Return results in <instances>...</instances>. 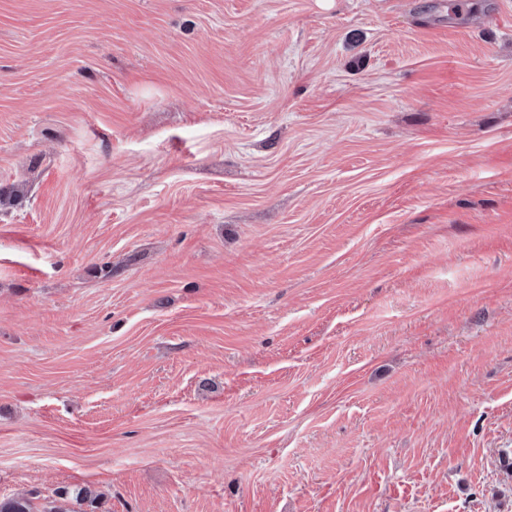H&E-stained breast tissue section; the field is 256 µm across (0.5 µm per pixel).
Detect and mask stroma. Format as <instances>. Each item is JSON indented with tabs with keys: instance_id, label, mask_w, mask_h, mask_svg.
<instances>
[{
	"instance_id": "stroma-1",
	"label": "stroma",
	"mask_w": 512,
	"mask_h": 512,
	"mask_svg": "<svg viewBox=\"0 0 512 512\" xmlns=\"http://www.w3.org/2000/svg\"><path fill=\"white\" fill-rule=\"evenodd\" d=\"M512 512V0H0V496Z\"/></svg>"
}]
</instances>
